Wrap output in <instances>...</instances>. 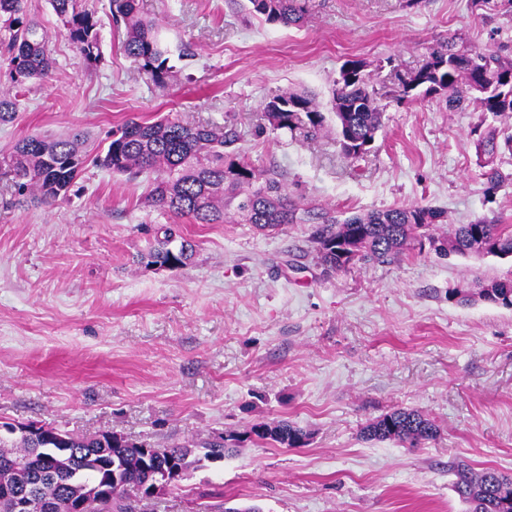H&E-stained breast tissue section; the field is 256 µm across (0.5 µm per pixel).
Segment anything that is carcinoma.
<instances>
[{
    "instance_id": "carcinoma-1",
    "label": "carcinoma",
    "mask_w": 512,
    "mask_h": 512,
    "mask_svg": "<svg viewBox=\"0 0 512 512\" xmlns=\"http://www.w3.org/2000/svg\"><path fill=\"white\" fill-rule=\"evenodd\" d=\"M26 0H0V56L8 64L15 87L30 80L43 81L52 71L49 37L39 23L27 17ZM71 41L84 59L99 57V41L91 12L80 0H49ZM247 14L265 23L283 27L302 26L306 21L305 0H247L240 4ZM112 21L124 28L125 53L140 64L142 73L163 85L170 78V57L156 31L155 22L144 15L140 0H109ZM345 61L334 81L332 109L336 117L337 143L341 152L355 159L370 149L382 128L384 107L379 103L364 71L348 76ZM512 58L483 52H460L453 42L427 49L422 65L400 79L395 99L439 96L448 111L471 103L496 116L512 113ZM16 96L0 90V124L13 120ZM265 117L274 130L313 138L325 117L315 99L304 93L282 91L266 103ZM238 139L233 128L214 124H190L160 118L152 122L129 120L112 129L111 139L95 154L85 145L88 137L75 133L67 138L27 135L0 151V171L11 177V186L32 200L47 204L68 196L75 179L87 162L129 178L153 173V188L146 203L196 224H249L272 231L283 224H312L309 242L324 270L337 273L355 262L391 263L428 240L442 256L451 254L499 257L512 256V232L486 219L458 225L450 235L435 236L430 230L447 223L446 212L431 205H410L371 211L339 219L318 207H301L288 194L282 174L259 171L251 164L226 153ZM195 245L183 237L178 225L159 227L155 244L140 256L147 266L176 269L190 264ZM452 296L469 304L479 299L512 308V276L481 282L476 292L457 288ZM0 480L12 487H32L34 498L27 512H66L67 501L84 498L87 512H131L125 491L141 492L156 481L161 465L174 461L187 474L199 459L191 460L186 445L154 446L110 432L75 434L56 427H38L45 440L24 433L16 426L0 425ZM261 440L285 448L305 443L307 434L299 427L280 421L258 422L246 431ZM437 436L435 425L420 411L398 408L370 421L363 429L367 440L394 441L415 448ZM236 435L222 434L195 444L203 458L218 460L232 452ZM49 448H69L71 454L57 459ZM121 457L124 468L112 483V460ZM448 470L454 475L453 490L465 512H512V477L494 469L475 472L462 461Z\"/></svg>"
}]
</instances>
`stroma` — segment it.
Wrapping results in <instances>:
<instances>
[{"label": "stroma", "instance_id": "1", "mask_svg": "<svg viewBox=\"0 0 512 512\" xmlns=\"http://www.w3.org/2000/svg\"><path fill=\"white\" fill-rule=\"evenodd\" d=\"M83 3L100 41L91 66L48 0H27L54 67L18 87L0 150L35 133L100 142L129 119L168 116L235 128L231 154L341 217L422 204L446 211L441 235L478 218L512 226V151L490 160L506 177L491 191L475 146L491 130L512 135V114L392 97L396 73L435 44L512 56L507 0H307L300 27L266 24L232 0H140L170 50L162 86L124 53L108 0ZM348 60L363 63L384 106L369 152L341 153L330 112L313 139L268 127L267 98L292 89L329 104ZM146 193V179L91 163L47 206L0 180V422L161 445L241 434L232 456L201 461L135 512H201L214 489L262 512H464L449 462L512 472V309L449 297L511 275L512 258L428 250L329 275L310 225L196 224L145 204ZM173 223L196 246L192 262L142 264L157 225ZM401 407L437 437L418 448L363 437ZM281 420L307 431L304 446L245 435Z\"/></svg>", "mask_w": 512, "mask_h": 512}]
</instances>
